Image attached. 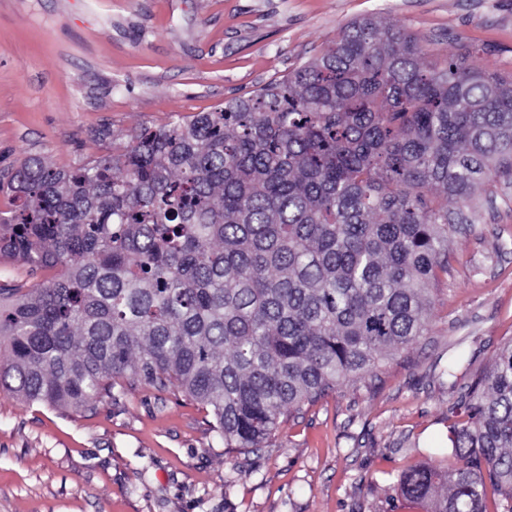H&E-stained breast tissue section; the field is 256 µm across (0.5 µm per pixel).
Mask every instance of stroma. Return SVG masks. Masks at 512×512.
I'll list each match as a JSON object with an SVG mask.
<instances>
[{
  "label": "stroma",
  "mask_w": 512,
  "mask_h": 512,
  "mask_svg": "<svg viewBox=\"0 0 512 512\" xmlns=\"http://www.w3.org/2000/svg\"><path fill=\"white\" fill-rule=\"evenodd\" d=\"M367 15L512 73V0H0V179L28 155L71 168L135 126L213 111ZM486 191L449 242L425 335L282 417L270 447L216 443L172 387L81 413L0 389V512H425L398 474L447 465L457 387L512 340V183ZM459 352L456 385L439 381Z\"/></svg>",
  "instance_id": "stroma-1"
}]
</instances>
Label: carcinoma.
<instances>
[{"instance_id": "1", "label": "carcinoma", "mask_w": 512, "mask_h": 512, "mask_svg": "<svg viewBox=\"0 0 512 512\" xmlns=\"http://www.w3.org/2000/svg\"><path fill=\"white\" fill-rule=\"evenodd\" d=\"M442 62L374 17L248 96L69 170L26 157L0 192V387L80 413L137 383L210 409L227 448L372 373L427 331L448 239L512 179V75ZM444 470L397 489L431 512H512V341L461 388ZM49 273L42 270H33L31 267L10 259L0 261V286H22L29 288L31 285L43 281Z\"/></svg>"}]
</instances>
